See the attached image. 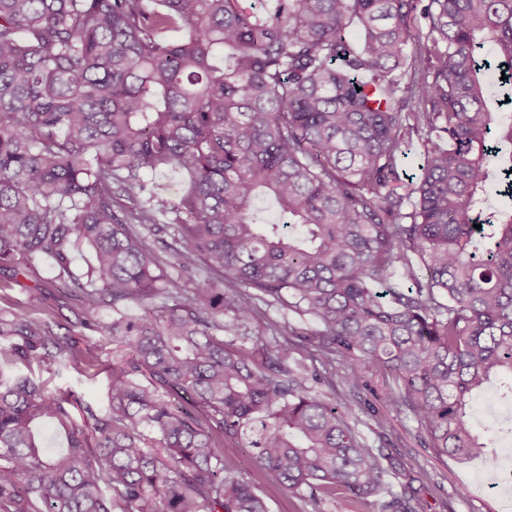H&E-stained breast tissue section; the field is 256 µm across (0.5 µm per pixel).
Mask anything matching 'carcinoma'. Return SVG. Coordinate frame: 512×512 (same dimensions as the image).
Returning a JSON list of instances; mask_svg holds the SVG:
<instances>
[{
	"label": "carcinoma",
	"instance_id": "cac0c4a2",
	"mask_svg": "<svg viewBox=\"0 0 512 512\" xmlns=\"http://www.w3.org/2000/svg\"><path fill=\"white\" fill-rule=\"evenodd\" d=\"M419 2L0 0V270L47 255L112 309L82 347L29 306L0 317V512H270L235 452L312 512H419L408 483L376 500L397 462L318 390L338 361L353 388L391 377L436 454L491 447L468 408L494 379L512 397V118L489 90L512 85V0ZM166 170L189 178L169 203ZM168 230L174 274L146 243ZM273 304L314 321L320 366L229 340H276ZM103 341L106 401L79 423L35 370L86 375ZM33 426L37 438L46 441L49 448H66V435L60 427L43 420H37Z\"/></svg>",
	"mask_w": 512,
	"mask_h": 512
}]
</instances>
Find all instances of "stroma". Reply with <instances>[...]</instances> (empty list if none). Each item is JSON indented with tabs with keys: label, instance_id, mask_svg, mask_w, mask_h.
Here are the masks:
<instances>
[{
	"label": "stroma",
	"instance_id": "obj_1",
	"mask_svg": "<svg viewBox=\"0 0 512 512\" xmlns=\"http://www.w3.org/2000/svg\"><path fill=\"white\" fill-rule=\"evenodd\" d=\"M51 312L61 325L62 333L87 335L82 322L95 316L110 318L106 307H94L71 293L57 278L54 261L46 255L21 259L18 272L7 277L0 274V308L9 304L26 306L30 301ZM366 387L349 392L352 417L356 429L374 447L385 448L401 465L400 475H387L380 497L399 491L401 483H411L421 504L420 512H512V483H499L502 471L512 470V403L501 397L497 384H489L475 393L470 402V419L481 431L501 430L495 462L481 458L459 460L437 456L422 445L415 426L389 406L385 393L388 379L379 374L366 378ZM378 412L385 421L382 434H374L367 426L370 412ZM234 463L244 477L252 480L266 496L270 512H302L303 503L290 494L269 472L244 454Z\"/></svg>",
	"mask_w": 512,
	"mask_h": 512
}]
</instances>
